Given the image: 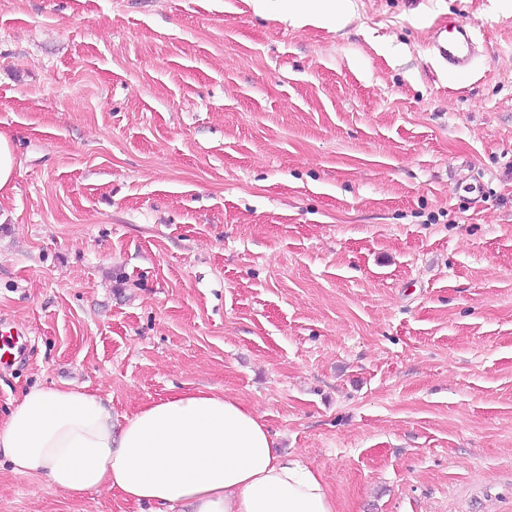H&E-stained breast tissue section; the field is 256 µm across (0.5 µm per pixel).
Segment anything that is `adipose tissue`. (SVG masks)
<instances>
[{
  "mask_svg": "<svg viewBox=\"0 0 512 512\" xmlns=\"http://www.w3.org/2000/svg\"><path fill=\"white\" fill-rule=\"evenodd\" d=\"M349 0H252L256 14L337 25ZM68 494L108 490L150 512H336L323 476L282 456L239 399L179 392L114 417L81 386H34L0 420V464Z\"/></svg>",
  "mask_w": 512,
  "mask_h": 512,
  "instance_id": "1",
  "label": "adipose tissue"
}]
</instances>
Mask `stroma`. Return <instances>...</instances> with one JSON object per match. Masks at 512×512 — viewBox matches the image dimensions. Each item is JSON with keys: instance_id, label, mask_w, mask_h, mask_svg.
<instances>
[{"instance_id": "obj_1", "label": "stroma", "mask_w": 512, "mask_h": 512, "mask_svg": "<svg viewBox=\"0 0 512 512\" xmlns=\"http://www.w3.org/2000/svg\"><path fill=\"white\" fill-rule=\"evenodd\" d=\"M351 2L0 0V417L210 389L338 512H512V0ZM0 512L140 508L1 467ZM348 0H252L256 14L293 24L338 25L349 14ZM446 28L447 25H438L433 29L428 43L430 56L438 67L446 71L466 73L477 55L475 36L471 28L462 22L452 26L450 37ZM15 177L16 160L12 140L0 133V190L10 186Z\"/></svg>"}]
</instances>
